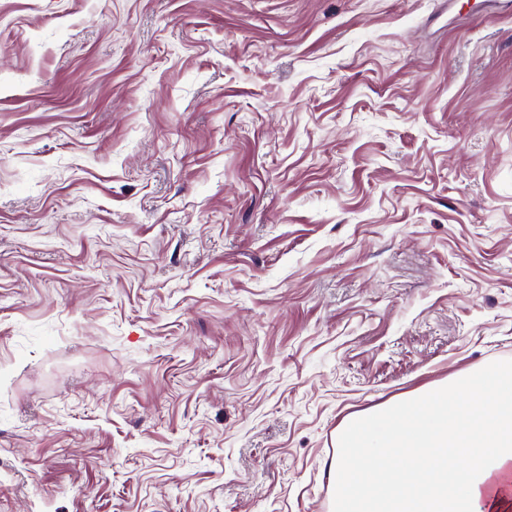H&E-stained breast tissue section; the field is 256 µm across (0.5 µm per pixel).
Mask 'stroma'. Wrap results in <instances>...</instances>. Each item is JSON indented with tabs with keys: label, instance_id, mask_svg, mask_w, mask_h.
Listing matches in <instances>:
<instances>
[{
	"label": "stroma",
	"instance_id": "35a3bbf8",
	"mask_svg": "<svg viewBox=\"0 0 512 512\" xmlns=\"http://www.w3.org/2000/svg\"><path fill=\"white\" fill-rule=\"evenodd\" d=\"M508 357L512 14L0 0V512H332Z\"/></svg>",
	"mask_w": 512,
	"mask_h": 512
}]
</instances>
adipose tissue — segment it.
Returning a JSON list of instances; mask_svg holds the SVG:
<instances>
[{
	"instance_id": "ef3b65f1",
	"label": "adipose tissue",
	"mask_w": 512,
	"mask_h": 512,
	"mask_svg": "<svg viewBox=\"0 0 512 512\" xmlns=\"http://www.w3.org/2000/svg\"><path fill=\"white\" fill-rule=\"evenodd\" d=\"M336 512H512V359L348 418Z\"/></svg>"
}]
</instances>
